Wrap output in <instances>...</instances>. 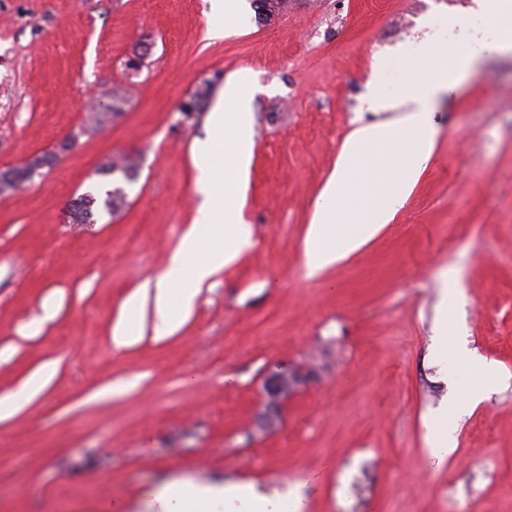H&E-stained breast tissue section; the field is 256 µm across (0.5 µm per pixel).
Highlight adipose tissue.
Here are the masks:
<instances>
[{"instance_id":"obj_1","label":"adipose tissue","mask_w":512,"mask_h":512,"mask_svg":"<svg viewBox=\"0 0 512 512\" xmlns=\"http://www.w3.org/2000/svg\"><path fill=\"white\" fill-rule=\"evenodd\" d=\"M478 26L493 31L498 53L512 55V0H469L462 10L424 16L403 46L374 53L363 104L380 119L352 131L320 190L304 240L308 276L361 249L403 207L436 145V103L483 63L475 52L464 55L444 46L441 35ZM395 59L405 69V82L394 93L387 79ZM254 96L251 71L239 70L225 83L209 116L208 135L195 142V186L201 202L182 249L157 280V332L175 331L201 285L253 245L242 212L252 161L246 146ZM431 357L442 364L456 361L474 380L427 422L430 454L441 461L454 450L453 418L492 382L494 372L460 342L450 317L442 318L435 330ZM146 505L150 512H303L305 499L293 488L269 495L251 482L183 476L147 491Z\"/></svg>"}]
</instances>
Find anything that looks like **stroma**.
I'll list each match as a JSON object with an SVG mask.
<instances>
[{
	"instance_id": "1",
	"label": "stroma",
	"mask_w": 512,
	"mask_h": 512,
	"mask_svg": "<svg viewBox=\"0 0 512 512\" xmlns=\"http://www.w3.org/2000/svg\"><path fill=\"white\" fill-rule=\"evenodd\" d=\"M467 2L288 0L270 24L249 8L214 40L206 0H0V170L73 141L0 195V397L55 371L0 421V512H145L146 491L180 476L294 486L306 512H512V57L485 46L437 104L433 158L391 224L315 277L303 249L342 143L373 118L361 103L373 54ZM242 68L257 88L243 208L254 245L160 339L154 284L194 221L193 146L208 125L204 111L178 124L177 107ZM115 87L120 113L93 127L89 101ZM119 154L141 157L126 208L73 223L70 201L103 193L96 169ZM451 267L460 331L498 380L439 462L427 416L465 384L461 366L430 358ZM135 294L141 333L115 347ZM304 360L317 381L278 431H253L264 373Z\"/></svg>"
}]
</instances>
